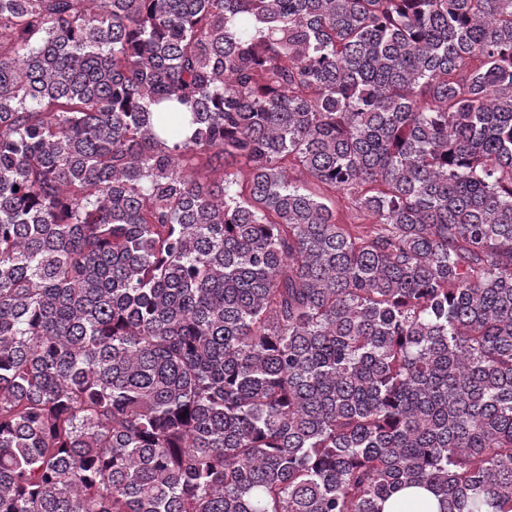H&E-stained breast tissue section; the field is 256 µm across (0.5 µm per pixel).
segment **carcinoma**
<instances>
[{
	"label": "carcinoma",
	"instance_id": "carcinoma-1",
	"mask_svg": "<svg viewBox=\"0 0 512 512\" xmlns=\"http://www.w3.org/2000/svg\"><path fill=\"white\" fill-rule=\"evenodd\" d=\"M406 489L512 512V0H0V512Z\"/></svg>",
	"mask_w": 512,
	"mask_h": 512
}]
</instances>
